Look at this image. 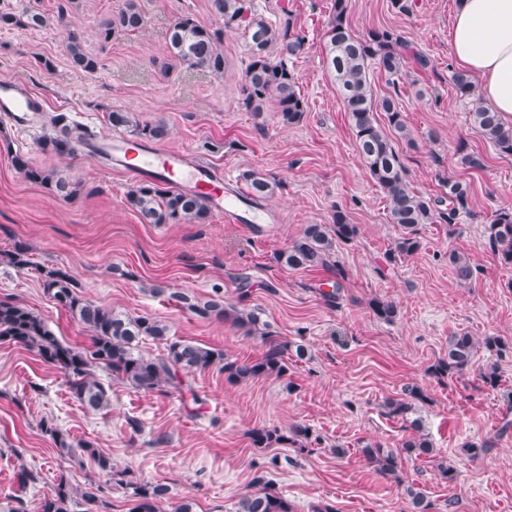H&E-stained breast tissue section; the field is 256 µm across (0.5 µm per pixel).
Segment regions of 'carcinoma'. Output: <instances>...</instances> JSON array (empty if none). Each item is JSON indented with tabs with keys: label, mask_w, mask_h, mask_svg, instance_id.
Masks as SVG:
<instances>
[{
	"label": "carcinoma",
	"mask_w": 512,
	"mask_h": 512,
	"mask_svg": "<svg viewBox=\"0 0 512 512\" xmlns=\"http://www.w3.org/2000/svg\"><path fill=\"white\" fill-rule=\"evenodd\" d=\"M211 9L216 19L222 20L223 27L202 24L189 15L178 18L169 33L170 56L221 77L224 75L223 28L242 30L249 46V63L242 84L246 109L259 114L272 106L279 112L283 124L299 122L306 112V102L285 59L302 53L306 35L297 28L294 18L283 9L278 22L273 23L257 12L252 0H211ZM347 12L348 0H331L325 32L326 65L349 114L355 132V149L383 190L392 223L406 230L390 249L391 258L410 256L420 248V240L416 237L418 225L437 221L451 225L461 214L470 212L469 186L452 175L443 178L444 186L448 187V208L444 210L438 208V201L419 196L410 189L395 143L378 126L375 114L385 113L389 125L401 138L406 136V126L395 99L391 96L380 99L374 94L368 71L375 65L386 75L395 76L403 69L408 55H413L421 66L427 65L426 57L407 49L402 37L391 28L373 29L362 37L356 35L347 23ZM21 23L41 27L45 18L40 13H27L21 20L13 13L0 12L1 27ZM143 24L139 0H126L123 9L100 25L99 36L107 42L115 34L134 31ZM66 52L74 67L89 73L98 69L97 59L87 53L77 39H67ZM453 81L460 97L476 100V87L468 74L457 72ZM470 115L473 125L486 140L499 152L512 155V126L506 125L498 113L478 104L474 105ZM108 121L114 127H133L136 136L143 140L161 142L168 136V128L162 121L140 123L120 111L110 112ZM52 124L56 136L43 143L45 150L68 155L74 146L86 144L91 139L85 125L69 120L64 114L53 117ZM15 165L30 178L49 185L55 193L73 194L69 183L29 168L25 158L15 157ZM240 180L255 201L264 200L273 193L270 179L255 169L242 172ZM127 203L148 224L203 223L211 213L209 197L202 193L161 188L148 182L135 186L127 196ZM332 220L331 224L307 225L288 249L277 256V261L293 269L313 270L329 266L336 243L350 241L357 234L356 225L348 223L342 210L335 209ZM485 238L491 251L502 262L512 265L511 210L495 214L485 228ZM6 258L20 270L32 265L29 249L23 244L16 245ZM449 261L459 282L466 284L473 279L474 267L467 256L453 253ZM42 286L75 320L91 329L90 345L85 348L61 342L40 317L7 302H0V340L29 347L43 362L58 368L66 378L72 397L88 410L100 411L109 405L108 389L95 377L94 366L105 369L112 378L137 391L166 395L182 391L181 371H204L215 366L232 383L261 376L281 377L287 372L288 349L293 345L274 342L268 324L257 314L224 302V296L219 293L204 302L188 294L177 296V300L200 318L229 322L248 336L260 337L268 345L261 358L232 360L221 350L204 348L187 340H171L167 325L157 320L131 318L79 295L72 277L60 269L45 271ZM369 306L375 316L387 321L397 315V307L391 301L372 300ZM147 338L165 342V352L156 357L143 354L140 344ZM293 347L297 357L305 355L304 345ZM475 349L474 338L467 333L448 337V356L433 366L431 374L442 378L463 372L470 366ZM426 400L424 391L411 385L404 389V397L387 401L386 415L408 423L412 433L402 442L398 452L379 443H367L360 448L365 459L380 474H396L404 456L434 457L432 441L424 433L419 419L411 418L416 405ZM44 432L60 451L72 453L79 449V454L92 459L100 471L130 490V497L135 502L130 512H157L158 504L166 499L168 485L138 480L128 469H115L112 458L90 442L75 445L50 425ZM310 436V427L299 423L286 432L273 428L256 429L251 433L253 443L259 448L281 443L294 445L308 441ZM252 483L259 490L242 497L237 512H294L291 503L269 486L265 473L256 472ZM405 494L412 512H432L433 504L423 492L409 485ZM103 495L104 488L99 484L91 482L76 492L62 478L54 493L42 501L41 512H72L77 498L81 512H101L105 507Z\"/></svg>",
	"instance_id": "cac0c4a2"
}]
</instances>
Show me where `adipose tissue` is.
<instances>
[{
    "instance_id": "obj_1",
    "label": "adipose tissue",
    "mask_w": 512,
    "mask_h": 512,
    "mask_svg": "<svg viewBox=\"0 0 512 512\" xmlns=\"http://www.w3.org/2000/svg\"><path fill=\"white\" fill-rule=\"evenodd\" d=\"M451 48L488 107L512 122V0H457Z\"/></svg>"
}]
</instances>
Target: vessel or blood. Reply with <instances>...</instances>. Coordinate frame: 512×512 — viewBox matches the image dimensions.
I'll use <instances>...</instances> for the list:
<instances>
[{
	"instance_id": "vessel-or-blood-1",
	"label": "vessel or blood",
	"mask_w": 512,
	"mask_h": 512,
	"mask_svg": "<svg viewBox=\"0 0 512 512\" xmlns=\"http://www.w3.org/2000/svg\"><path fill=\"white\" fill-rule=\"evenodd\" d=\"M34 100L25 88L12 82L0 83V115L17 119L19 113L35 111ZM102 146L120 170L139 178L163 180L179 189L206 194L212 207L235 224H257L266 232H274L279 219L254 206L244 192L227 193L224 177L210 168L188 166L183 152L115 134L103 140Z\"/></svg>"
}]
</instances>
